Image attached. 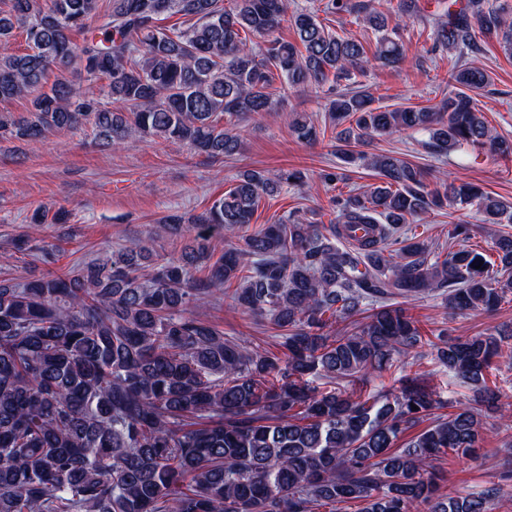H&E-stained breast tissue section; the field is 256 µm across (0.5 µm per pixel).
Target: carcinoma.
Instances as JSON below:
<instances>
[{"label":"carcinoma","instance_id":"1","mask_svg":"<svg viewBox=\"0 0 512 512\" xmlns=\"http://www.w3.org/2000/svg\"><path fill=\"white\" fill-rule=\"evenodd\" d=\"M231 2L0 0V104L28 103L18 115L0 110V141L90 124L105 147L159 138L219 159L240 149L231 126L274 111L283 89L364 73L365 42L333 32L316 11L291 10L289 0ZM440 3L447 19L423 21L432 50L454 61L456 90L434 105L393 109L373 106L364 90L343 92L329 104L338 140L367 145L422 131L435 154L467 145L512 157V141L478 103L488 74L463 62L482 51L479 36L512 49V7ZM325 8L361 19L375 35L374 59L392 68L405 59L398 19L421 13L419 0H398L393 20L359 0ZM164 13L190 23L162 27ZM285 20L292 42L275 37ZM19 35L21 52L11 49ZM256 36L269 47L256 48ZM74 74L104 83L109 102L82 95ZM291 133L314 142L322 130L300 116ZM340 156L362 162L376 182L333 199L327 226L286 218L250 229L262 196L306 176L249 169L190 220L160 225L172 235L185 222L197 229L176 259L154 260L135 242L77 270L0 279V512H342L352 501L357 512H489L500 487L440 494L434 462L472 454L486 416L509 426L487 372L495 357L512 360V346L504 332L442 328L426 338L397 299L438 294L454 313L497 310L512 297V235L490 231L492 260L466 245V224L448 229L461 245L446 253L405 231L447 205L487 224L512 223V207L470 182L433 187L423 168L388 153ZM45 219L35 213L17 252L40 249ZM219 229L241 244L214 260L209 240ZM220 293L281 332L277 351L224 336L206 317ZM424 345L479 395L477 405L447 412L419 376L397 392L363 393L375 374L417 364L414 349Z\"/></svg>","mask_w":512,"mask_h":512}]
</instances>
